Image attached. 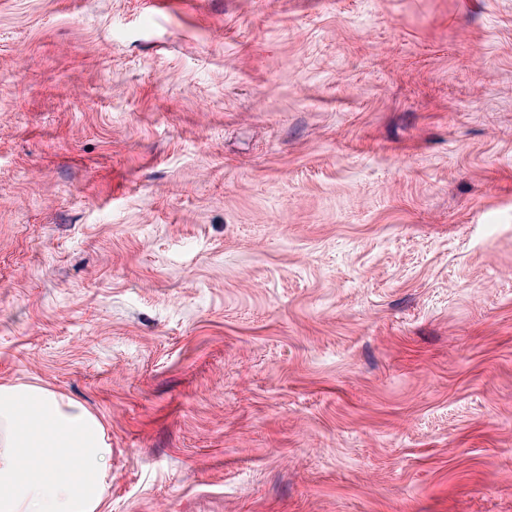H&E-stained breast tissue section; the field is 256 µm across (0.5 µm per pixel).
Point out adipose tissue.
<instances>
[{
    "mask_svg": "<svg viewBox=\"0 0 512 512\" xmlns=\"http://www.w3.org/2000/svg\"><path fill=\"white\" fill-rule=\"evenodd\" d=\"M112 450L77 400L0 385V512H100Z\"/></svg>",
    "mask_w": 512,
    "mask_h": 512,
    "instance_id": "adipose-tissue-1",
    "label": "adipose tissue"
}]
</instances>
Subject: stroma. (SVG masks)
<instances>
[{"label":"stroma","mask_w":512,"mask_h":512,"mask_svg":"<svg viewBox=\"0 0 512 512\" xmlns=\"http://www.w3.org/2000/svg\"><path fill=\"white\" fill-rule=\"evenodd\" d=\"M101 512H512V0H0V384Z\"/></svg>","instance_id":"1"}]
</instances>
